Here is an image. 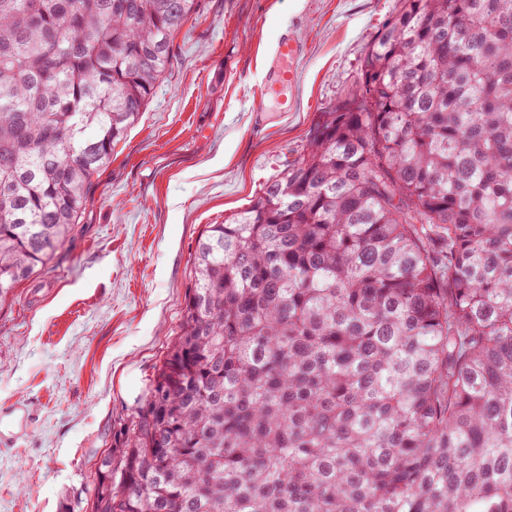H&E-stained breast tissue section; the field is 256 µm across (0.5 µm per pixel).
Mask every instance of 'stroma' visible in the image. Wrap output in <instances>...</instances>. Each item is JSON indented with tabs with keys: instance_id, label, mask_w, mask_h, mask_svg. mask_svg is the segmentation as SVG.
Listing matches in <instances>:
<instances>
[{
	"instance_id": "1",
	"label": "stroma",
	"mask_w": 512,
	"mask_h": 512,
	"mask_svg": "<svg viewBox=\"0 0 512 512\" xmlns=\"http://www.w3.org/2000/svg\"><path fill=\"white\" fill-rule=\"evenodd\" d=\"M398 0H202L112 152L65 257L0 309V512H89L96 463L175 335L205 225L249 203L354 88ZM302 38L296 107L255 116ZM301 40L293 34L284 33L270 51V68L261 80L259 102L253 112H265L266 101L270 96L276 97L278 103L288 112V98L285 93L295 85L298 79L297 62L303 54Z\"/></svg>"
}]
</instances>
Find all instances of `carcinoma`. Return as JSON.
Masks as SVG:
<instances>
[{"instance_id": "obj_1", "label": "carcinoma", "mask_w": 512, "mask_h": 512, "mask_svg": "<svg viewBox=\"0 0 512 512\" xmlns=\"http://www.w3.org/2000/svg\"><path fill=\"white\" fill-rule=\"evenodd\" d=\"M202 230L94 512H512V0H398ZM201 0H0V307L63 258Z\"/></svg>"}]
</instances>
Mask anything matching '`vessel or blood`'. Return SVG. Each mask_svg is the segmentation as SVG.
<instances>
[{"label": "vessel or blood", "mask_w": 512, "mask_h": 512, "mask_svg": "<svg viewBox=\"0 0 512 512\" xmlns=\"http://www.w3.org/2000/svg\"><path fill=\"white\" fill-rule=\"evenodd\" d=\"M301 40L293 34H282L270 51V68L260 83L259 101L255 112L266 108L269 97H276L280 105H287L286 92L298 79L297 62L303 54Z\"/></svg>", "instance_id": "1"}]
</instances>
